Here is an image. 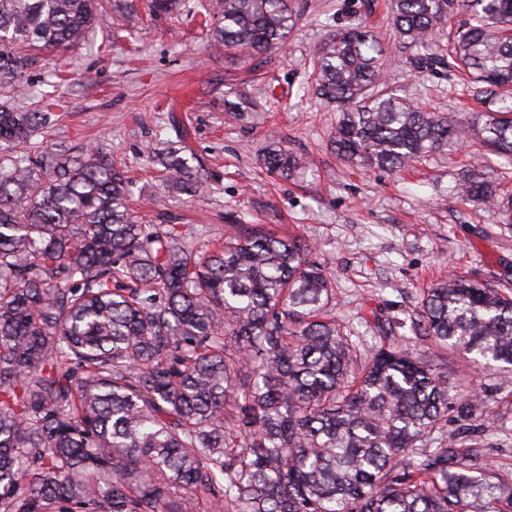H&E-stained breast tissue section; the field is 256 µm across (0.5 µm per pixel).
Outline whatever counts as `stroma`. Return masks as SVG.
<instances>
[{
    "mask_svg": "<svg viewBox=\"0 0 512 512\" xmlns=\"http://www.w3.org/2000/svg\"><path fill=\"white\" fill-rule=\"evenodd\" d=\"M209 0H182L178 18L106 17L82 45L58 54L39 51L19 86L0 84V100L35 107L56 71L68 74L58 107L41 133L44 146L77 145L128 167L129 205L153 221L173 215L183 224L224 229L229 211L258 224H283L303 235L337 285L336 315L356 320L380 307L406 317L436 280L463 275L512 288V227L495 210L458 196V174L480 147L483 107L466 85L441 70L418 68L384 6L364 0H304L306 11L285 49L253 58L217 51L202 26ZM360 23L382 43L388 77L401 97L468 126L458 149L434 154L399 172L365 171L330 146L338 115L304 89L315 49L336 30ZM245 95L255 111L238 114L230 101ZM188 134L212 190L188 197L169 192L146 156ZM305 156V178H272L259 160L269 140ZM458 399L478 395L495 411L484 432L490 464L512 475V380L493 367H472L452 354L444 361Z\"/></svg>",
    "mask_w": 512,
    "mask_h": 512,
    "instance_id": "obj_1",
    "label": "stroma"
}]
</instances>
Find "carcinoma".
Segmentation results:
<instances>
[{"instance_id": "obj_1", "label": "carcinoma", "mask_w": 512, "mask_h": 512, "mask_svg": "<svg viewBox=\"0 0 512 512\" xmlns=\"http://www.w3.org/2000/svg\"><path fill=\"white\" fill-rule=\"evenodd\" d=\"M100 0H0V83L31 51L82 44ZM419 64L462 73L491 103L512 89V0H388ZM465 22L446 31L452 11ZM300 0H218L213 44L263 53L288 43ZM380 41L356 24L312 59L314 95L336 104L334 152L398 171L453 147L466 126L406 102ZM54 98L0 103V512H512V483L485 461L481 432L448 431L458 405L434 357L512 366V289L464 276L429 288L404 319L333 313L314 248L272 224L145 221L126 171L83 148L37 140ZM480 142L512 161V107L485 113ZM183 140L152 152L176 193L209 189ZM462 170L458 194L512 223V189ZM263 171L307 162L277 143ZM409 327L410 336L394 328Z\"/></svg>"}]
</instances>
